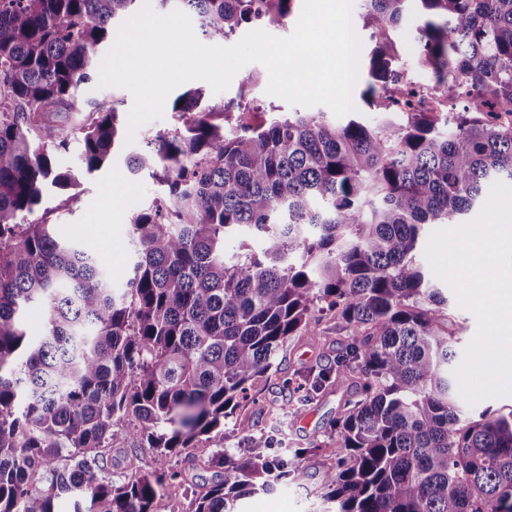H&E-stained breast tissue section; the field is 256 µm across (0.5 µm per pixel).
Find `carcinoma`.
<instances>
[{
    "label": "carcinoma",
    "mask_w": 512,
    "mask_h": 512,
    "mask_svg": "<svg viewBox=\"0 0 512 512\" xmlns=\"http://www.w3.org/2000/svg\"><path fill=\"white\" fill-rule=\"evenodd\" d=\"M139 2L0 0V512H54L60 495L86 503L76 512H153L180 476L165 463L203 442L222 478L191 489L188 512H233L319 453L337 512H512V416L462 421L445 299L415 258L425 225L456 222L512 179V0H361L373 124L295 112L232 125L201 107L202 90L180 95V126L127 158L166 194L130 219L137 261L114 288L97 257L22 220L48 188L77 185L59 166L72 139L87 172L111 162L122 112L86 88ZM155 2L226 41L289 18L296 0ZM413 4L425 85L394 37ZM32 304L37 341L21 326ZM324 310L347 340L303 378L314 393L363 388L333 447L290 453L254 433L245 457L228 454L224 425ZM130 418L132 451L157 466L111 476L104 449Z\"/></svg>",
    "instance_id": "obj_1"
}]
</instances>
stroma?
I'll list each match as a JSON object with an SVG mask.
<instances>
[{
    "label": "stroma",
    "mask_w": 512,
    "mask_h": 512,
    "mask_svg": "<svg viewBox=\"0 0 512 512\" xmlns=\"http://www.w3.org/2000/svg\"><path fill=\"white\" fill-rule=\"evenodd\" d=\"M269 74L264 65L252 62L241 68L234 76L229 88L220 93L209 91L205 81L186 82V89H203L207 105L214 110L229 109L238 115L240 106L259 111L269 117L271 110L288 111L282 99L268 95L266 88ZM176 117L172 110H164L161 118L152 120L134 132L126 134L123 146L109 168L94 175H84L79 158V146H71L69 152L60 157L63 168L77 174L80 181L78 200L75 204L61 206V196L50 193L34 212L25 216L28 224L51 225L55 236L64 241L77 242L85 251L98 255L108 271L115 287H122L132 274L135 261L133 248L128 241V225L131 216L138 210L149 207L163 193L162 186L148 172L130 174L125 160L129 153L138 150L145 137L173 128ZM439 224L429 225L417 260L426 274L431 275L435 287L440 288L448 300L453 333L458 357H465L478 331V322L471 311L460 305L449 283L435 276L426 247L434 234L442 232ZM334 318L324 312L320 315L321 331L295 337L288 344L280 368L282 373L292 374L335 358L343 340L333 332ZM299 395L296 387H282L271 381L255 396L254 403L241 411V416L254 429L275 436L286 448H309L328 441L336 432L337 420L343 415L348 401L357 399L360 389L351 383H342L327 389L311 408L295 421L282 427L270 422L266 407L275 402L295 400ZM327 461L318 457L316 469L307 477L298 479L271 492H257L238 501L237 512H326L328 505L316 494L323 469Z\"/></svg>",
    "instance_id": "obj_1"
}]
</instances>
